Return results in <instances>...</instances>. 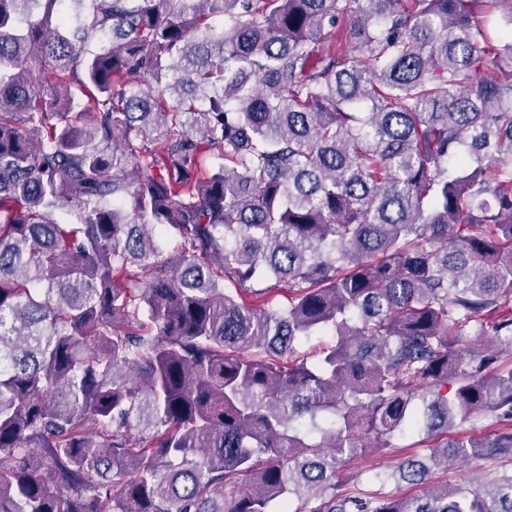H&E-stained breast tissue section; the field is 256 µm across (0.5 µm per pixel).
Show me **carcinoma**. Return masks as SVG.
<instances>
[{
    "label": "carcinoma",
    "mask_w": 512,
    "mask_h": 512,
    "mask_svg": "<svg viewBox=\"0 0 512 512\" xmlns=\"http://www.w3.org/2000/svg\"><path fill=\"white\" fill-rule=\"evenodd\" d=\"M471 457L512 458V0H0V512H512L430 484ZM417 438L410 439L397 436L392 443L396 449H385L383 451L369 450L366 454L356 457L351 461L348 468L358 471L361 475L354 491L374 490L378 484L374 479L375 471H383L388 474L396 471L400 461L409 455H423L425 452L419 448H408Z\"/></svg>",
    "instance_id": "cac0c4a2"
}]
</instances>
